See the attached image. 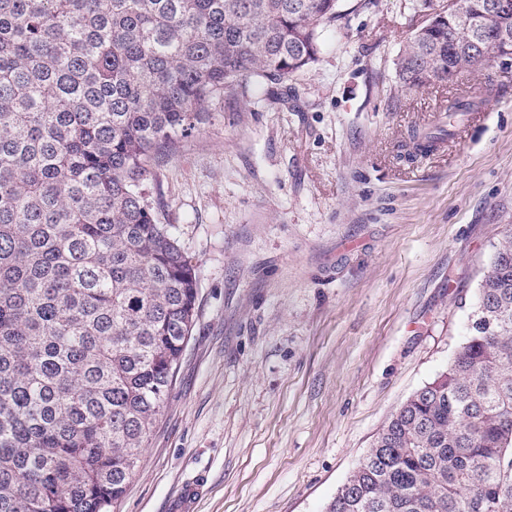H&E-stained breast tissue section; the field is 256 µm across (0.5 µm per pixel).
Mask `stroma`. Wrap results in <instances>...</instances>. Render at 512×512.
<instances>
[{"mask_svg":"<svg viewBox=\"0 0 512 512\" xmlns=\"http://www.w3.org/2000/svg\"><path fill=\"white\" fill-rule=\"evenodd\" d=\"M416 0H342L298 100L225 97L156 169L200 270L176 381L115 512H326L378 432L444 372L512 225V58L402 88ZM485 122L404 159L449 98Z\"/></svg>","mask_w":512,"mask_h":512,"instance_id":"stroma-1","label":"stroma"}]
</instances>
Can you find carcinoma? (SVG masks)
Wrapping results in <instances>:
<instances>
[{
  "label": "carcinoma",
  "instance_id": "obj_1",
  "mask_svg": "<svg viewBox=\"0 0 512 512\" xmlns=\"http://www.w3.org/2000/svg\"><path fill=\"white\" fill-rule=\"evenodd\" d=\"M448 0L401 84L485 65ZM341 0H0V512H109L197 316L198 267L147 198L231 94L292 89ZM327 512H512V228L446 371L379 431Z\"/></svg>",
  "mask_w": 512,
  "mask_h": 512
}]
</instances>
